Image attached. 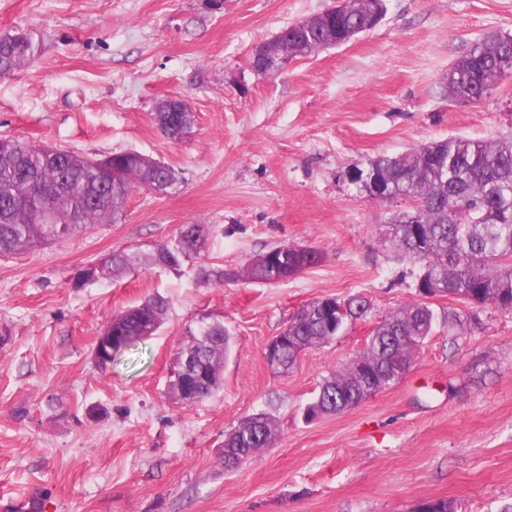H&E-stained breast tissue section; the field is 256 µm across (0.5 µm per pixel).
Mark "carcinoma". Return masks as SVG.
<instances>
[{
    "mask_svg": "<svg viewBox=\"0 0 512 512\" xmlns=\"http://www.w3.org/2000/svg\"><path fill=\"white\" fill-rule=\"evenodd\" d=\"M386 10V0H347L340 12L328 9L283 28L274 37L275 46L291 58L340 46ZM38 50L26 33L0 36V74L34 59ZM511 74L512 35H488L448 70V95L477 102ZM154 120L162 133L171 128L184 136L194 125V113L185 103L178 112L154 113ZM364 166L382 176L390 199H408L419 210L417 224L408 223L410 212L397 214L390 237L400 252L422 263L420 277L427 284L471 305L512 309V140L450 137L402 154L379 155L359 164ZM176 181L170 167L136 151L86 158L70 151L54 153L48 146L15 137L0 147V258L69 237L92 224L115 223L123 216L132 189L165 193ZM450 203L455 207L451 215ZM47 204L51 224L40 219ZM207 236L208 225L185 224L175 238L153 246L148 254L112 252L92 272H84L80 281L118 276L140 261L178 272L200 254ZM295 254L288 245L269 249L266 255L273 263L256 259L247 265L250 281H273L272 272L286 273ZM198 275L206 283L218 284L240 278L237 270L205 266L199 267ZM168 307V299L156 294L116 314L97 344L119 333L126 337L127 347L152 335ZM435 323L433 309L422 301L388 316L344 370L323 378L306 406V420L340 414L390 386L407 369ZM343 333L320 301L307 304L282 332L287 341L281 351L282 371L295 365L298 351L323 346ZM229 349L230 335L219 322L202 326L180 349L176 360L188 355L198 368L189 380L192 402L207 399L221 388ZM274 439V427L265 415L244 420L224 441V467L239 466Z\"/></svg>",
    "mask_w": 512,
    "mask_h": 512,
    "instance_id": "carcinoma-1",
    "label": "carcinoma"
}]
</instances>
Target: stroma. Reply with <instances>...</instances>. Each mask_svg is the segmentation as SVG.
Masks as SVG:
<instances>
[{
  "instance_id": "stroma-1",
  "label": "stroma",
  "mask_w": 512,
  "mask_h": 512,
  "mask_svg": "<svg viewBox=\"0 0 512 512\" xmlns=\"http://www.w3.org/2000/svg\"><path fill=\"white\" fill-rule=\"evenodd\" d=\"M0 0V34L42 50L0 75V137L90 157L135 150L172 167L168 193L137 188L123 218L0 260V512L37 495L46 512H512V311L431 298L438 317L396 383L309 422L321 379L343 370L386 317L417 301L421 264L387 223L408 202L360 196L354 163L450 137L512 139V75L483 100L452 99L449 68L488 33L512 35V0H388L371 30L291 60L277 75L253 49L336 0ZM195 115L166 138L159 102ZM185 224L210 231L195 263L138 266L79 283L115 250L150 251ZM279 245L322 260L274 283H201L198 266L241 268ZM160 294L157 333L97 364L120 311ZM368 310L285 373L267 343L317 299ZM475 314L471 330L449 312ZM232 335L224 381L193 404L170 388L204 323ZM267 414L276 440L233 471L224 438Z\"/></svg>"
}]
</instances>
